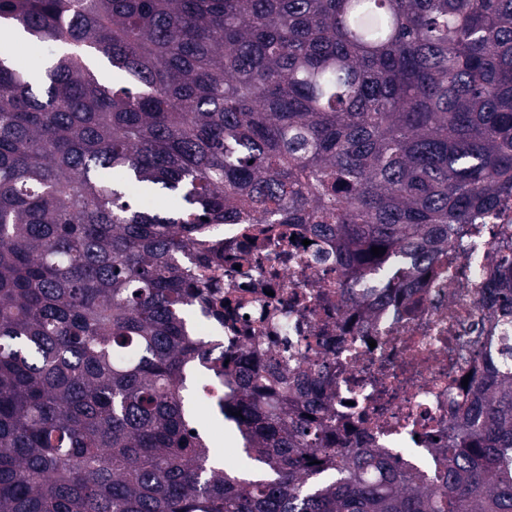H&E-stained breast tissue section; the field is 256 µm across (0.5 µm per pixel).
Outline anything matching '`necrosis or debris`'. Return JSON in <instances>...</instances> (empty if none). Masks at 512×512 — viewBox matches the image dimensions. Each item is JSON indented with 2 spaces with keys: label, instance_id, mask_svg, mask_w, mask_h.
Masks as SVG:
<instances>
[{
  "label": "necrosis or debris",
  "instance_id": "necrosis-or-debris-1",
  "mask_svg": "<svg viewBox=\"0 0 512 512\" xmlns=\"http://www.w3.org/2000/svg\"><path fill=\"white\" fill-rule=\"evenodd\" d=\"M500 233L497 224L480 238L462 232L459 266H431L411 287L368 282L366 312L341 302L352 272L309 225L206 224L195 246L213 255L199 269L212 287L198 317L223 337L225 355L322 367V386L301 395L328 398L338 445L423 461L447 447L449 417L465 402L461 381L482 368L480 338L494 314L468 286L489 271Z\"/></svg>",
  "mask_w": 512,
  "mask_h": 512
}]
</instances>
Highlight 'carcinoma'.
<instances>
[{"label":"carcinoma","mask_w":512,"mask_h":512,"mask_svg":"<svg viewBox=\"0 0 512 512\" xmlns=\"http://www.w3.org/2000/svg\"><path fill=\"white\" fill-rule=\"evenodd\" d=\"M55 48L0 50V512H512V256L501 319L431 478L336 447L278 364L211 400L259 464L217 466L186 371L199 226L312 224L402 283L512 214V0H0ZM112 71L121 86L103 80ZM155 196L146 209L128 183ZM318 463H313V460ZM51 53V47L41 42H30L19 49L15 62L18 68L26 71L41 65Z\"/></svg>","instance_id":"1"}]
</instances>
